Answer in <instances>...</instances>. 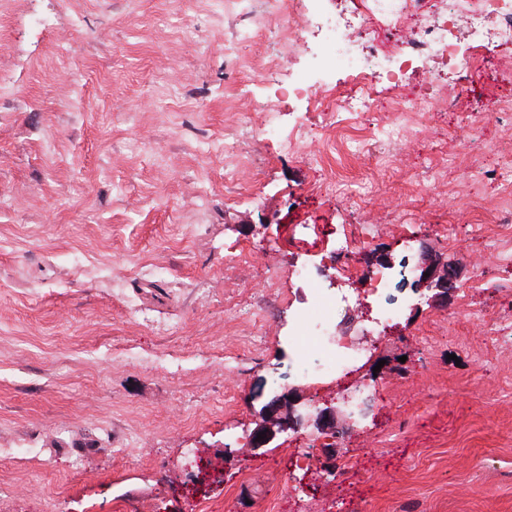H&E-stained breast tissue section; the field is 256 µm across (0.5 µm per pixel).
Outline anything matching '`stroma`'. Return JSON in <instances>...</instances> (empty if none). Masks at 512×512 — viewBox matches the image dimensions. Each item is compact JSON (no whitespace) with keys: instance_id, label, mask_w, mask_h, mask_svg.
<instances>
[{"instance_id":"obj_1","label":"stroma","mask_w":512,"mask_h":512,"mask_svg":"<svg viewBox=\"0 0 512 512\" xmlns=\"http://www.w3.org/2000/svg\"><path fill=\"white\" fill-rule=\"evenodd\" d=\"M363 10L0 0V512H189L197 450L224 463L214 512H512V262L493 241L512 46L459 34L465 65L417 61L404 91L376 78L370 111L340 112L352 72H317L334 49L296 45V24ZM402 93L441 105L399 142ZM339 232L363 274L426 255L457 282L441 301L394 280L377 337L369 300L340 317L365 350L341 386L380 392L335 412L318 485L295 467L302 426L254 434L273 396L309 391L291 270L329 262Z\"/></svg>"}]
</instances>
